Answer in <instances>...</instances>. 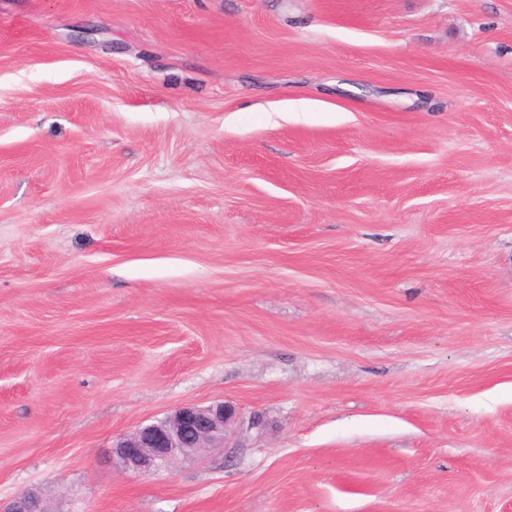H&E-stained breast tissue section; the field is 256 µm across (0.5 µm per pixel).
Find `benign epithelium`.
<instances>
[{
  "instance_id": "obj_1",
  "label": "benign epithelium",
  "mask_w": 512,
  "mask_h": 512,
  "mask_svg": "<svg viewBox=\"0 0 512 512\" xmlns=\"http://www.w3.org/2000/svg\"><path fill=\"white\" fill-rule=\"evenodd\" d=\"M243 421L237 409L219 402L206 407L183 406L112 441V460L125 471L147 474L179 458H192L211 448H228ZM0 512H63L60 503L29 489Z\"/></svg>"
}]
</instances>
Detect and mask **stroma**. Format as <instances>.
Masks as SVG:
<instances>
[{
  "instance_id": "1",
  "label": "stroma",
  "mask_w": 512,
  "mask_h": 512,
  "mask_svg": "<svg viewBox=\"0 0 512 512\" xmlns=\"http://www.w3.org/2000/svg\"><path fill=\"white\" fill-rule=\"evenodd\" d=\"M218 402L233 452L113 465ZM33 487L512 512V0H0V502Z\"/></svg>"
}]
</instances>
